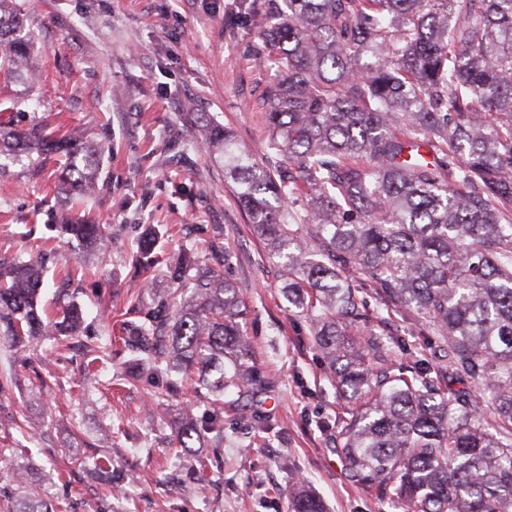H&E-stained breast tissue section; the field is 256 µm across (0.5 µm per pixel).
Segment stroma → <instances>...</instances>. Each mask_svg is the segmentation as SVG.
Wrapping results in <instances>:
<instances>
[{
  "label": "stroma",
  "instance_id": "1",
  "mask_svg": "<svg viewBox=\"0 0 512 512\" xmlns=\"http://www.w3.org/2000/svg\"><path fill=\"white\" fill-rule=\"evenodd\" d=\"M30 41L28 80L0 82V106L12 127L50 125L103 148L94 190L66 197L58 190L64 160L41 168L0 170V257L41 261L40 307L52 319L78 304L83 333L107 339L130 308L172 301L166 268L184 250L208 257L219 245L225 278L240 288L242 322L254 362L275 385L272 395L229 394L224 445L191 452L169 447L184 409L203 411L199 393L157 399L152 386L104 382L128 355L89 362L83 345L60 338L21 351L0 348L14 380L0 398V448L29 462L32 478L51 477L48 491L70 512H288L303 481L326 512H406L404 505L353 484L334 452L335 425L347 403L326 375L307 319L289 308L283 277L269 258L225 179L224 164L202 144L198 115L232 129L256 161L267 154L262 103L273 69L259 65L256 35L266 0H16ZM104 225L112 239L98 255L54 224L57 211ZM156 263L135 267L144 233ZM370 321L397 362L428 352L432 339L389 314ZM52 374L50 390L38 378ZM36 427L20 433L16 411ZM269 417L264 431L251 427ZM111 450L121 490L105 484L94 459Z\"/></svg>",
  "mask_w": 512,
  "mask_h": 512
}]
</instances>
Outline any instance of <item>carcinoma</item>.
<instances>
[{"label":"carcinoma","mask_w":512,"mask_h":512,"mask_svg":"<svg viewBox=\"0 0 512 512\" xmlns=\"http://www.w3.org/2000/svg\"><path fill=\"white\" fill-rule=\"evenodd\" d=\"M260 39L274 70L270 155L255 162L211 123L204 141L348 402L336 455L354 484L408 512H512V0H268ZM27 53L21 38L0 42V75L23 79ZM34 153L67 159L65 194L94 186L98 149L0 121V158ZM61 229L92 250L109 243L101 224ZM221 260L216 246L209 263L183 254L170 280L194 271L191 295L137 311L122 337L123 383L211 395L201 416L182 415L179 448L224 438V395L263 381ZM40 267L0 260V340L13 347L79 333L75 305L43 317ZM367 297L434 337L437 361L393 363L367 326ZM0 461L18 482L8 512H68L25 463L1 448ZM290 512L325 510L298 485Z\"/></svg>","instance_id":"carcinoma-1"}]
</instances>
